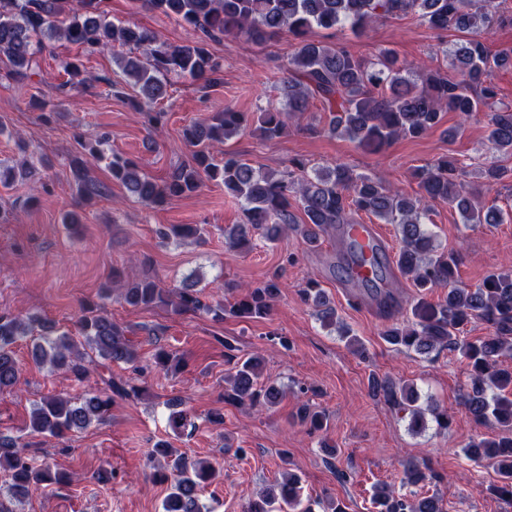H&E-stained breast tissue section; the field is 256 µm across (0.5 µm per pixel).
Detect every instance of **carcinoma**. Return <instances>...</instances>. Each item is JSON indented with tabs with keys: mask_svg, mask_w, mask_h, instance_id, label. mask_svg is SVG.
Here are the masks:
<instances>
[{
	"mask_svg": "<svg viewBox=\"0 0 512 512\" xmlns=\"http://www.w3.org/2000/svg\"><path fill=\"white\" fill-rule=\"evenodd\" d=\"M103 0H0V62L6 76L24 80L36 74L37 58L47 42L64 39L82 53L60 60L67 80L57 86L83 85L93 79L84 67L82 56L108 47L126 52L116 57L126 84L138 89L135 109L142 122L155 127L165 113L154 109L168 93L169 77H188L213 87L222 80L223 64L208 50L206 39L242 36L256 44H266L286 33L294 50L284 64V104L259 112H242L230 105L183 130V141L194 148L193 163L174 168L167 179L156 182L135 161L112 153L108 168L112 182L121 185L132 197L148 206H159L171 197L195 194L207 181L224 185L240 204L242 224L224 229L227 246L238 252L253 247L259 235L269 242L279 239L284 230L299 232L307 244L317 246L320 236L348 224L351 213L370 214L398 227L400 246L392 260L376 252L370 257L371 276L361 285L376 287L392 270L410 280L417 295L409 302L410 317H396L400 302L386 294L378 303L386 325L383 339L398 350L430 355L448 349L458 352L469 368L464 407L478 423L498 430L491 437L474 439L463 448L470 460L493 469L498 482L488 487L490 494L512 501V367L503 366L512 357V271L486 276L478 285L460 284L458 268L462 262L456 251L440 250L424 218L430 203L444 201L458 210L464 224H500L502 212L494 206L478 204V191L462 178L456 159L446 155L414 172L417 191L407 195L387 186L379 177L359 175L348 166L335 163L308 172V163L294 158L283 170H263L224 152V162H215L213 151L240 133L251 129L264 140L280 138L287 119L306 112L310 99H321L327 122L314 123L306 130L347 139L357 147L379 152L400 138H418L436 127L445 112L468 118L488 109V141L498 154L512 155V107L495 106L497 92L488 78L495 68L512 67V49L490 54L484 38L498 18L491 0H141L148 9L172 16L204 38L182 45H171L153 31L138 25L116 24L102 8ZM416 15L430 28L465 34L445 47L444 53L456 71L450 79L439 70L413 78L412 68L388 51L374 62L355 57L346 47L313 39L318 29L348 28L362 34L380 18ZM105 140L89 135L79 140L80 151L70 160L78 197V207L89 206L111 194V187L93 175L92 168L103 154ZM32 161L20 165H0V184L8 186L26 179ZM484 185L491 187L512 180V169L491 161L485 165ZM158 235L166 240L201 242L200 224L162 225ZM196 282L178 288H162L145 277L129 284L119 271H112L107 296L119 292L131 306H166L177 313L205 312L217 321L231 315L245 319L267 317L284 285L274 275L255 285L224 283L225 291H239L235 303L215 304L202 300ZM435 288H444V297L428 299ZM303 301L312 306L325 326L336 323V309L319 280L309 277L299 286ZM480 321L489 332L474 341L460 339L469 323ZM33 360L50 371L68 374L89 390L75 397L44 396L32 404L28 428L46 438L60 439L104 420L115 398L139 397L142 387L133 377L124 383L112 378V364L123 363L134 373L144 371L138 353L126 337V329L100 306L86 303L78 322L79 335L60 331L50 322L29 317L20 319L0 315V392L12 391L20 383L21 365L14 353L15 343L33 335ZM231 364L224 400L253 407L272 408L283 396L281 388L263 377L260 361L227 356ZM154 366L176 372L184 366L182 357L164 348L153 354ZM371 391L392 407L408 414V428L421 432L426 413L434 415L440 430L448 429V412L434 403L418 405L420 395L412 383L386 377H372ZM297 421L313 432L328 424L323 411L301 404ZM167 425L178 434L195 427L191 409L174 408ZM154 475L169 483L163 512H202L199 492L213 475L212 464L197 460L182 461L177 450L159 441L150 453ZM0 471L7 473L6 494L0 496V512H14L4 499L22 501L32 491L69 480L47 463H37L17 439L0 433ZM437 475L425 467H404L401 484L416 486ZM373 500L379 512H444L436 496L419 497L400 493L390 485L375 488ZM245 512H313L312 503L303 499L300 480L294 473L261 492Z\"/></svg>",
	"mask_w": 512,
	"mask_h": 512,
	"instance_id": "carcinoma-1",
	"label": "carcinoma"
}]
</instances>
